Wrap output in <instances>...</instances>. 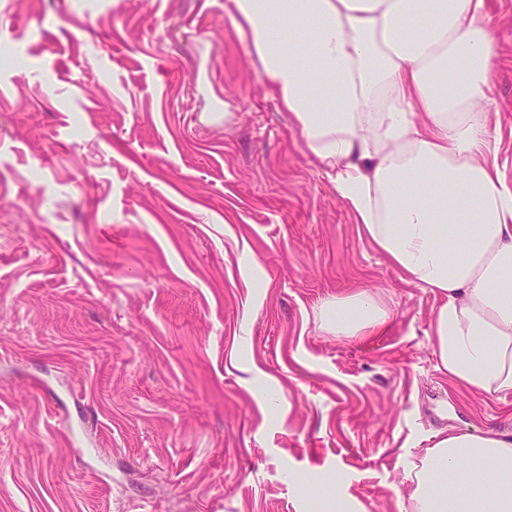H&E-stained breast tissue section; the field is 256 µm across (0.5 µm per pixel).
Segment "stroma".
I'll return each mask as SVG.
<instances>
[{"mask_svg":"<svg viewBox=\"0 0 512 512\" xmlns=\"http://www.w3.org/2000/svg\"><path fill=\"white\" fill-rule=\"evenodd\" d=\"M229 0H0V512H402L512 392L438 368L409 283L268 92ZM488 104L512 185V0ZM362 290L385 331H325ZM277 407H270L269 396Z\"/></svg>","mask_w":512,"mask_h":512,"instance_id":"obj_1","label":"stroma"}]
</instances>
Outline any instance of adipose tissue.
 <instances>
[{"instance_id":"adipose-tissue-1","label":"adipose tissue","mask_w":512,"mask_h":512,"mask_svg":"<svg viewBox=\"0 0 512 512\" xmlns=\"http://www.w3.org/2000/svg\"><path fill=\"white\" fill-rule=\"evenodd\" d=\"M232 3L306 152L334 171L375 249L440 298L442 372L512 391V187L485 110L497 26L484 0ZM320 317L348 337L390 321L368 292ZM409 479L407 512H512V433L441 430Z\"/></svg>"}]
</instances>
